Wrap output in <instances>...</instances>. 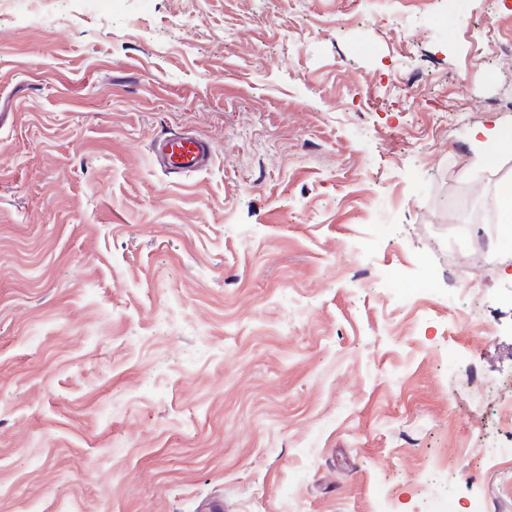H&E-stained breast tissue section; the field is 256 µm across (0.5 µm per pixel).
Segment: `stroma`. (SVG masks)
Instances as JSON below:
<instances>
[{
  "mask_svg": "<svg viewBox=\"0 0 512 512\" xmlns=\"http://www.w3.org/2000/svg\"><path fill=\"white\" fill-rule=\"evenodd\" d=\"M27 10L0 7V512H512V248L452 233L512 185L472 140L512 127V0ZM178 131L207 169L156 166ZM154 158L167 175L203 171L210 163L209 146L185 133L160 135L155 140Z\"/></svg>",
  "mask_w": 512,
  "mask_h": 512,
  "instance_id": "stroma-1",
  "label": "stroma"
}]
</instances>
